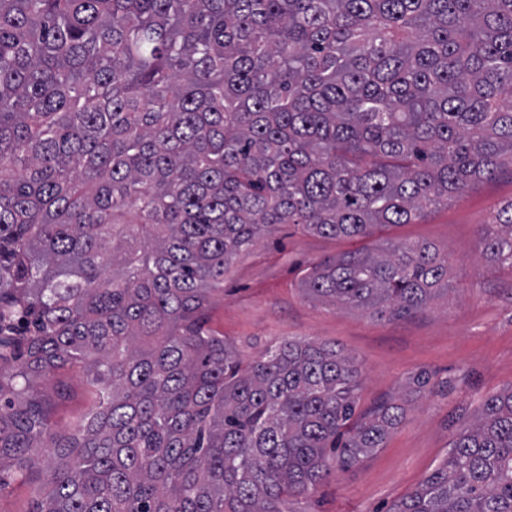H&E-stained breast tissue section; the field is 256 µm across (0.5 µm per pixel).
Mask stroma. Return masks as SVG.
I'll use <instances>...</instances> for the list:
<instances>
[{"label": "stroma", "instance_id": "stroma-1", "mask_svg": "<svg viewBox=\"0 0 512 512\" xmlns=\"http://www.w3.org/2000/svg\"><path fill=\"white\" fill-rule=\"evenodd\" d=\"M512 200V172L478 182L460 198L380 239L425 241L448 255L449 291L423 310L377 319L306 298L300 282L312 263L359 248L283 225L243 253L224 275V291L208 309V327L257 357L285 338L337 346L362 368L359 409L402 403L406 413L384 448L347 469L331 468L292 512H388L448 453L484 397L512 385V272L485 259L483 224ZM426 373L427 387L414 379ZM51 429L67 432L86 414L84 374L62 372L40 383Z\"/></svg>", "mask_w": 512, "mask_h": 512}]
</instances>
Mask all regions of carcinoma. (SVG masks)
<instances>
[{
    "label": "carcinoma",
    "instance_id": "1",
    "mask_svg": "<svg viewBox=\"0 0 512 512\" xmlns=\"http://www.w3.org/2000/svg\"><path fill=\"white\" fill-rule=\"evenodd\" d=\"M512 170V0H0V472L31 512H293L384 447L362 371L206 326L277 224L365 240ZM482 252L512 270V200ZM378 319L448 291V256L387 242L309 267ZM85 372L57 437L35 392ZM51 452L44 454L42 449ZM390 512H512V386Z\"/></svg>",
    "mask_w": 512,
    "mask_h": 512
}]
</instances>
